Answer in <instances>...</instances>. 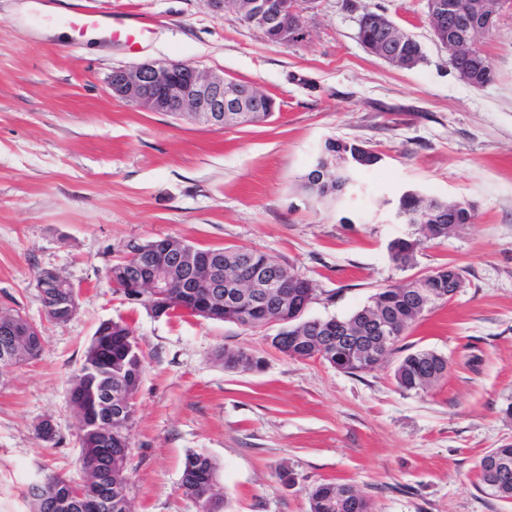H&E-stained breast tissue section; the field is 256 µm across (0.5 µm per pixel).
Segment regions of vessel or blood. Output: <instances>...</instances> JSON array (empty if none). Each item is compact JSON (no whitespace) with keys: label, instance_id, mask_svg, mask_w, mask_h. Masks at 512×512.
I'll return each instance as SVG.
<instances>
[{"label":"vessel or blood","instance_id":"obj_1","mask_svg":"<svg viewBox=\"0 0 512 512\" xmlns=\"http://www.w3.org/2000/svg\"><path fill=\"white\" fill-rule=\"evenodd\" d=\"M46 18H62L70 30L73 39H80L91 29H100L106 32L111 40L124 42L127 46H135L151 32L147 22L135 19L126 14L109 16L98 15L92 12L68 11L58 13L49 10Z\"/></svg>","mask_w":512,"mask_h":512}]
</instances>
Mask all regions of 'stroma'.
I'll return each mask as SVG.
<instances>
[{
	"label": "stroma",
	"mask_w": 512,
	"mask_h": 512,
	"mask_svg": "<svg viewBox=\"0 0 512 512\" xmlns=\"http://www.w3.org/2000/svg\"><path fill=\"white\" fill-rule=\"evenodd\" d=\"M147 19L135 49L97 35L73 43L38 0H0V307L42 325L39 358L0 372V512H28L37 476L80 479L70 380L97 327L129 325L145 356L128 470L134 512H199L186 457L219 467L228 512H310L309 490L351 484L370 512H512L479 479L489 450L512 443V0L481 40L492 81L458 78L427 23V0H315L288 44L207 0H60ZM385 12L421 46L395 67L357 38L363 9ZM170 59L271 95L266 123L214 128L114 98L115 69ZM376 150L340 199L305 177L327 140ZM414 189L474 203L473 224L421 244L405 266L388 246L414 238L391 221ZM160 237L266 254L316 288L306 318L345 317L378 289L456 266L463 286L399 342L428 349L448 374L401 389L396 357L357 375L275 349L276 327L152 316L124 301L109 268ZM71 281L78 310L47 321L36 285ZM248 349L260 369L226 370ZM56 425L55 442L35 427Z\"/></svg>",
	"instance_id": "stroma-1"
}]
</instances>
